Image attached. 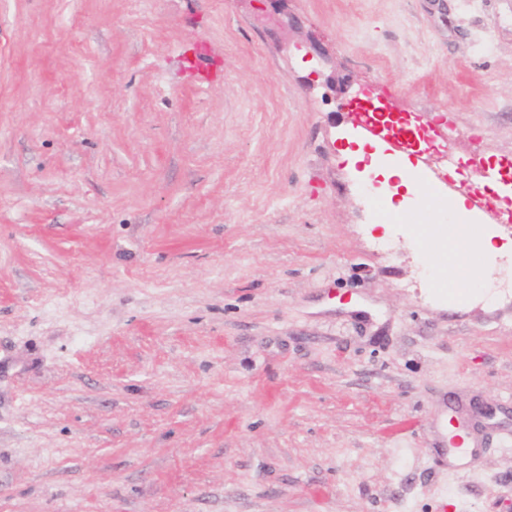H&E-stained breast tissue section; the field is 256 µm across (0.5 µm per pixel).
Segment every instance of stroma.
I'll use <instances>...</instances> for the list:
<instances>
[{
  "label": "stroma",
  "mask_w": 512,
  "mask_h": 512,
  "mask_svg": "<svg viewBox=\"0 0 512 512\" xmlns=\"http://www.w3.org/2000/svg\"><path fill=\"white\" fill-rule=\"evenodd\" d=\"M362 97L512 166V0H0V512H512V226ZM185 70L199 84L210 83L221 73V65L214 61L210 47L198 43L184 55ZM410 171L411 165L406 155L402 154L396 162L378 166L376 169V175L382 177L385 183L390 180H400V184L407 187L408 185H411L409 180ZM488 241H474L469 229L460 227L448 243V266L473 284L484 276L474 264V255L477 249L481 251L490 249Z\"/></svg>",
  "instance_id": "1"
}]
</instances>
